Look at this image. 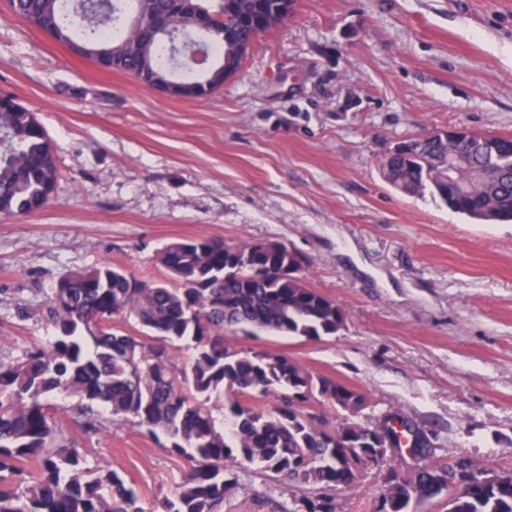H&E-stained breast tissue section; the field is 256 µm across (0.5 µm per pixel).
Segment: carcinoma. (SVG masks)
Listing matches in <instances>:
<instances>
[{"mask_svg":"<svg viewBox=\"0 0 512 512\" xmlns=\"http://www.w3.org/2000/svg\"><path fill=\"white\" fill-rule=\"evenodd\" d=\"M8 0L10 13L76 56L119 71L147 88L169 83L183 99L199 98L223 80L194 69L185 51L161 35L171 26L186 42L204 38L217 63L234 61L261 35L277 0H252L249 19L238 0ZM139 18L132 31L128 22ZM0 215L43 209L55 193L58 166L36 113L0 95ZM469 154L473 169L494 175L492 188L460 194L448 180V158ZM399 193L426 191L473 222L512 223V137H438L409 152H391L382 164ZM157 260L166 281L139 280L110 264L75 271L51 289L53 335L14 363L0 364V512H147L137 491L107 464L85 457L57 433L53 401L78 400L81 409H107L112 425L133 424L169 439L170 451L192 462L162 512H223L235 490L233 466L252 464L308 492L290 512H336L335 492L355 487L361 474L383 470L385 438L401 447L404 432L390 422L369 426L344 418L334 426L309 406L327 401L356 414L365 395L334 378L315 375L283 355L231 347L228 331L258 330L319 340L345 327L336 300L306 282V262L278 242L233 248L218 238L165 243ZM134 318L154 337L147 346L112 326ZM191 351L178 364L167 345ZM272 395L277 404L264 405ZM34 461L33 471L24 464ZM423 465L408 478L384 482L377 512H407L411 500L446 496L447 512H512V472L472 488L451 491Z\"/></svg>","mask_w":512,"mask_h":512,"instance_id":"obj_1","label":"carcinoma"}]
</instances>
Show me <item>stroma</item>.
Wrapping results in <instances>:
<instances>
[{"label": "stroma", "mask_w": 512, "mask_h": 512, "mask_svg": "<svg viewBox=\"0 0 512 512\" xmlns=\"http://www.w3.org/2000/svg\"><path fill=\"white\" fill-rule=\"evenodd\" d=\"M36 112L58 187L38 212L0 217V362L47 340V296L103 263L165 277L164 243L280 242L344 309L320 340L228 333L359 389L356 419L396 413L429 441L426 464L512 470V224H475L382 177L400 140L461 126L512 135V0H295L237 77L200 99L104 71L12 17L0 0V93ZM57 430L88 466L123 472L146 508L189 468L146 428L86 430L76 399ZM224 512H287L297 485L235 469ZM382 472L336 494L375 512Z\"/></svg>", "instance_id": "1"}]
</instances>
